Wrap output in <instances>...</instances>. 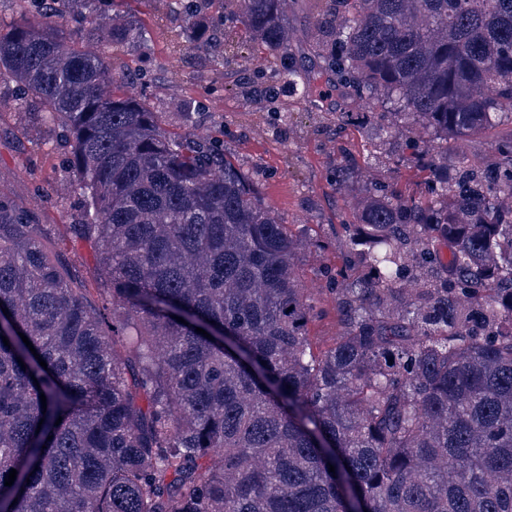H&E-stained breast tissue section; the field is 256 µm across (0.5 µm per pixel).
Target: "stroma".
Wrapping results in <instances>:
<instances>
[{"mask_svg": "<svg viewBox=\"0 0 512 512\" xmlns=\"http://www.w3.org/2000/svg\"><path fill=\"white\" fill-rule=\"evenodd\" d=\"M143 10L162 18L165 26L151 33L150 83L129 76L130 92L146 95L169 125L202 138L223 130L225 152L257 185L279 222L307 241L297 264L303 285L317 306L309 324L313 346L325 347L340 330L328 289L330 274L340 266L346 250L340 222L355 202L353 194L329 182L328 172L345 159L363 168L373 181L414 184L415 171L401 124L389 109L380 107L367 113L362 102L344 95L328 96L314 108L305 92L285 87L275 114L243 96L240 86L254 73L272 69L274 63L266 58L247 63L241 54H225L226 44L244 39L234 0H213L209 13L218 18L219 25L203 51L171 50L169 33L183 21L173 0H149ZM188 96L197 97L200 105L185 115L179 112L178 104ZM64 152L59 135L23 136L16 114L7 108L0 110V181L23 193L28 205L45 211L48 223L55 226L56 254L93 288L97 285L94 255L85 242L65 231L79 214L78 195L72 193L48 203L31 190L35 178L54 185L67 180ZM28 158L37 165L32 176L23 166Z\"/></svg>", "mask_w": 512, "mask_h": 512, "instance_id": "35a3bbf8", "label": "stroma"}]
</instances>
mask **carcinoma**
I'll list each match as a JSON object with an SVG mask.
<instances>
[{"instance_id":"cac0c4a2","label":"carcinoma","mask_w":512,"mask_h":512,"mask_svg":"<svg viewBox=\"0 0 512 512\" xmlns=\"http://www.w3.org/2000/svg\"><path fill=\"white\" fill-rule=\"evenodd\" d=\"M19 2L0 82L60 130L73 175L33 193L81 196L69 228L106 277L96 304L42 213L0 190V512H512V136L439 172L448 139L512 121V0H315L326 79L436 138L412 148L420 188L370 183L342 220V330L320 352L301 242L224 133L166 125L114 69L158 21ZM206 2L171 47L207 45ZM236 3L269 82L299 86L288 0Z\"/></svg>"}]
</instances>
